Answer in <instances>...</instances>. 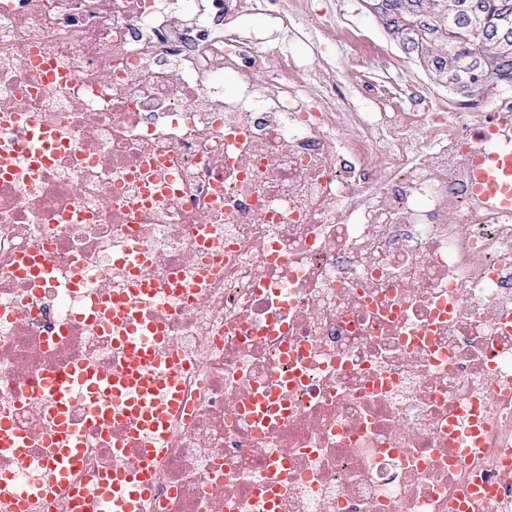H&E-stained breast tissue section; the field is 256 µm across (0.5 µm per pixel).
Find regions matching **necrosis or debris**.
Returning a JSON list of instances; mask_svg holds the SVG:
<instances>
[{"label": "necrosis or debris", "mask_w": 512, "mask_h": 512, "mask_svg": "<svg viewBox=\"0 0 512 512\" xmlns=\"http://www.w3.org/2000/svg\"><path fill=\"white\" fill-rule=\"evenodd\" d=\"M255 14L390 64L309 0H0V418L29 438L0 477L44 486L0 512H69L73 488L148 453L143 512H455L477 474L501 491L472 512H512V212L468 179L498 147L489 114L457 118L422 85L412 111L385 89L356 111L293 57L271 66L238 25ZM33 121L57 143L36 170ZM135 245L162 295L134 293ZM38 250L39 285L14 270ZM106 293L162 327L178 406L156 452L72 391L84 448L56 485L26 463L52 457L40 380L119 369L121 329L90 310ZM260 394L287 413L256 426Z\"/></svg>", "instance_id": "4bbe7bcc"}]
</instances>
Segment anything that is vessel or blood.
Returning <instances> with one entry per match:
<instances>
[{"label":"vessel or blood","instance_id":"obj_1","mask_svg":"<svg viewBox=\"0 0 512 512\" xmlns=\"http://www.w3.org/2000/svg\"><path fill=\"white\" fill-rule=\"evenodd\" d=\"M54 141L47 129L37 123L30 126V154L34 161H46ZM470 190L487 206L512 212V152L479 154L472 162ZM18 274L39 283L47 279L51 266L47 259L29 254L19 256ZM93 312H107L115 323L125 325L119 339L127 354L125 367L105 376L83 367L72 368L64 376H46L41 385L55 399L54 421L57 439L52 456V476L65 480L83 448L80 437L69 426L67 401L72 390L80 389L95 404L93 416L99 421L120 414L137 429L162 440L167 421L176 403L177 383L161 369L155 348L163 340L161 327L144 320L131 322L130 307L123 299L104 296L94 302ZM149 457L102 474L91 492L74 494L70 512H140L152 493Z\"/></svg>","mask_w":512,"mask_h":512}]
</instances>
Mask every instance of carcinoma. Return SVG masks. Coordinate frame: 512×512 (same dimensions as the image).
I'll list each match as a JSON object with an SVG mask.
<instances>
[{
	"label": "carcinoma",
	"instance_id": "1",
	"mask_svg": "<svg viewBox=\"0 0 512 512\" xmlns=\"http://www.w3.org/2000/svg\"><path fill=\"white\" fill-rule=\"evenodd\" d=\"M380 23L441 87L456 77L467 101H481L512 83V41L497 42L491 26L512 25V0H362Z\"/></svg>",
	"mask_w": 512,
	"mask_h": 512
}]
</instances>
